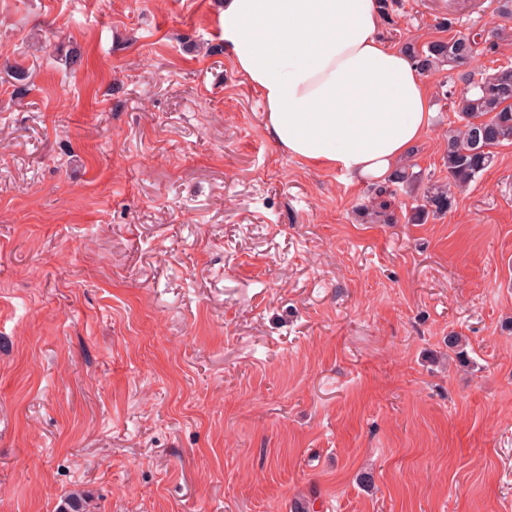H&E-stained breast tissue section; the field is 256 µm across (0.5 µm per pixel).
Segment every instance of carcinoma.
Instances as JSON below:
<instances>
[{
  "mask_svg": "<svg viewBox=\"0 0 512 512\" xmlns=\"http://www.w3.org/2000/svg\"><path fill=\"white\" fill-rule=\"evenodd\" d=\"M503 35L501 29L483 40L479 33L460 32L447 40L431 41L421 51L411 44L405 46L422 72L455 71L466 85L453 101L456 125L448 128L445 140L448 181L425 183L421 173L406 168L390 180L396 186L425 185L423 203L410 216L415 224L449 211L455 203V191L470 186L493 164L492 148L512 143V66H501L491 73L475 68L478 56L495 50ZM386 194H392L388 187L375 188L371 206L365 208L368 216L387 215L389 203L382 199Z\"/></svg>",
  "mask_w": 512,
  "mask_h": 512,
  "instance_id": "obj_1",
  "label": "carcinoma"
}]
</instances>
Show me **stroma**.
<instances>
[{
  "label": "stroma",
  "mask_w": 512,
  "mask_h": 512,
  "mask_svg": "<svg viewBox=\"0 0 512 512\" xmlns=\"http://www.w3.org/2000/svg\"><path fill=\"white\" fill-rule=\"evenodd\" d=\"M389 3L397 50L512 29L495 0ZM427 80L407 162L442 181L464 83ZM493 152L446 214L400 191L370 224L371 183L271 139L219 0H0V512H512Z\"/></svg>",
  "instance_id": "1"
}]
</instances>
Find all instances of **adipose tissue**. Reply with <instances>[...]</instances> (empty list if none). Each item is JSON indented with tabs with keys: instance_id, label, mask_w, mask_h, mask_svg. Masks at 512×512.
<instances>
[{
	"instance_id": "adipose-tissue-1",
	"label": "adipose tissue",
	"mask_w": 512,
	"mask_h": 512,
	"mask_svg": "<svg viewBox=\"0 0 512 512\" xmlns=\"http://www.w3.org/2000/svg\"><path fill=\"white\" fill-rule=\"evenodd\" d=\"M224 47L288 154L365 182L397 171L429 131V85L379 36L376 0H223Z\"/></svg>"
}]
</instances>
